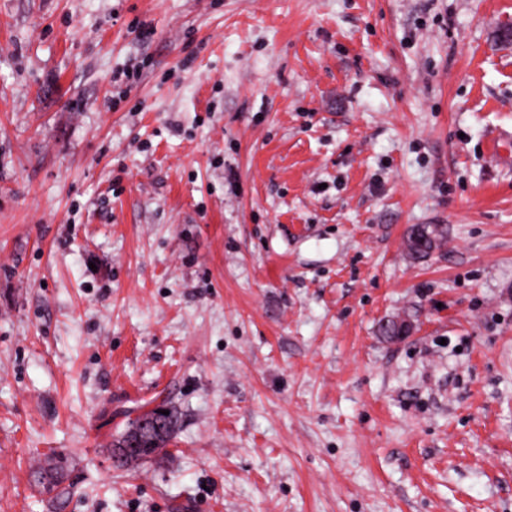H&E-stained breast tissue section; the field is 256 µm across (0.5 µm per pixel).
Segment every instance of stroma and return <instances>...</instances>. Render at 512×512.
I'll return each instance as SVG.
<instances>
[{
  "label": "stroma",
  "mask_w": 512,
  "mask_h": 512,
  "mask_svg": "<svg viewBox=\"0 0 512 512\" xmlns=\"http://www.w3.org/2000/svg\"><path fill=\"white\" fill-rule=\"evenodd\" d=\"M511 26L0 0V512H512ZM438 236H441L438 229L431 225L412 226L407 231V248L409 253L415 259L427 257L429 252L421 248L420 240L424 238L426 248H430L432 241H436ZM152 414L155 416V422L158 424L157 428L149 426L140 430V438L145 448H151L150 451L143 456L126 461H144L153 456L165 453V447L174 433L177 424V416L173 410H170L168 415L161 413Z\"/></svg>",
  "instance_id": "35a3bbf8"
}]
</instances>
